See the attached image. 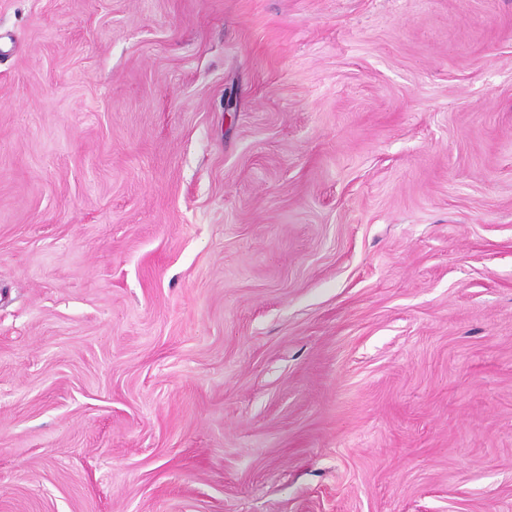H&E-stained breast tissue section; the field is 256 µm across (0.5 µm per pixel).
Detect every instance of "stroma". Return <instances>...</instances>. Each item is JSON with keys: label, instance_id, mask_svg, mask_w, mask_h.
I'll list each match as a JSON object with an SVG mask.
<instances>
[{"label": "stroma", "instance_id": "1", "mask_svg": "<svg viewBox=\"0 0 512 512\" xmlns=\"http://www.w3.org/2000/svg\"><path fill=\"white\" fill-rule=\"evenodd\" d=\"M0 512H512V0H0Z\"/></svg>", "mask_w": 512, "mask_h": 512}]
</instances>
